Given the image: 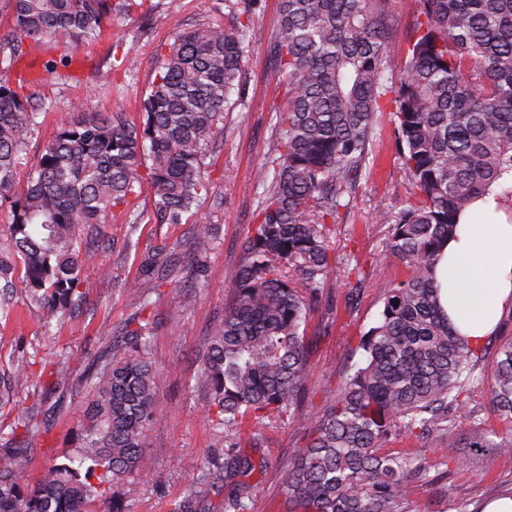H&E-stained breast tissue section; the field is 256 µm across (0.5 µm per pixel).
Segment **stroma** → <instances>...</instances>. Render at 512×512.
<instances>
[{
    "label": "stroma",
    "mask_w": 512,
    "mask_h": 512,
    "mask_svg": "<svg viewBox=\"0 0 512 512\" xmlns=\"http://www.w3.org/2000/svg\"><path fill=\"white\" fill-rule=\"evenodd\" d=\"M215 18L228 26L234 23L228 0H143L129 17L112 22L111 41H118L122 52L135 57V73L118 78L109 90L97 89V71L110 68L114 61L111 42L80 49V62L68 78L41 73L34 92L51 107L40 115L27 141L28 162H35L42 147L78 112L112 110L138 120V99L153 79L157 49L168 37L172 23L178 21L190 28ZM242 85L241 100L232 101L224 111V141L213 155L212 175L223 178L224 183L216 196L199 202L202 222L214 229V243L200 282L192 280L194 261L186 251L187 225L148 223L133 232L117 214L100 227L112 248L99 253L96 265L87 271V305L82 314L53 323L47 330L35 311L19 303L9 321L0 320L2 357L89 360L111 341L113 328L135 308L124 284L137 275L142 252L161 243L179 248L181 269L172 284L163 287L154 309L158 323L152 357L159 370L160 408L148 445L153 467L148 474L127 476L120 485L126 512H171L188 492V464L224 457V446L204 419L202 401L193 386L208 334L231 298L229 274L239 261L242 241L262 193L253 172L269 154L276 110L283 103L284 88L267 44L247 48ZM372 158L367 179L361 181L347 215L330 239L337 260L359 263L367 272L353 302L355 312L349 315L344 311L345 283L328 279L322 303L306 332L314 349L308 394V406L313 410L327 403L344 369L360 361L361 355L355 350L358 335L378 316L381 286L403 275L402 266L382 259L388 227L374 220L379 212L399 211L409 199L389 120L381 122ZM191 285L196 288V303L185 309L180 295ZM81 411V402L73 401L67 417L58 419L36 452L35 469H42L48 459L72 448ZM303 442L302 433L287 428L257 430L252 445L257 455L264 457L266 468L251 478L257 486L252 512H281L279 470ZM427 457L428 470L418 484L414 512H482L488 501L512 489L510 457L479 455L465 469L452 472L446 471L437 451H428Z\"/></svg>",
    "instance_id": "stroma-1"
}]
</instances>
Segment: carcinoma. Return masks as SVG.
Masks as SVG:
<instances>
[{
  "mask_svg": "<svg viewBox=\"0 0 512 512\" xmlns=\"http://www.w3.org/2000/svg\"><path fill=\"white\" fill-rule=\"evenodd\" d=\"M408 56L392 71V0H280L279 28L268 38L285 101L276 113L268 159L254 178L263 192L230 275L232 296L211 331L194 388L224 462L192 461L188 497L174 512H206L224 494V512H250V476L263 462L242 451L243 425H293L308 431L279 476L283 512H411L426 451L468 465L478 452L512 457V432L497 439L454 435L476 423L485 399L512 424V336L488 361L448 325L433 277L440 243L479 198H512V0H416ZM12 31L0 36V68L26 56L23 41L60 45L44 69L70 67L75 53L103 38L130 0H7ZM236 24L172 25L141 121L119 112H83L48 141L26 185L17 175L43 105L35 82L18 73L0 80V206L11 220L0 238V318L21 297L43 327L86 303L84 277L110 244L93 230L114 211L131 231L148 219L184 224L215 183L207 157L224 141V110L240 93L246 48L263 39L250 9L231 5ZM389 112L411 202L382 212L383 257L404 267L383 287L376 321L358 336L361 362L329 402L305 410L312 346L308 322L332 275L349 287L345 309L361 291L359 264L336 261L329 238L369 165L380 118ZM153 200L152 211L140 198ZM212 246L208 224L192 227L189 248L202 261ZM174 258L164 244L141 258L125 283L136 311L78 373L55 362L43 381L24 356L0 365V409L15 389L49 386L84 395L76 445L25 481L41 437L51 429L41 400L15 409L0 433V512H124L115 488L147 473L148 435L158 408L151 359L153 296L171 283ZM399 436L420 443L398 452Z\"/></svg>",
  "mask_w": 512,
  "mask_h": 512,
  "instance_id": "1",
  "label": "carcinoma"
}]
</instances>
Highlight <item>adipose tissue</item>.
<instances>
[{"label": "adipose tissue", "instance_id": "adipose-tissue-1", "mask_svg": "<svg viewBox=\"0 0 512 512\" xmlns=\"http://www.w3.org/2000/svg\"><path fill=\"white\" fill-rule=\"evenodd\" d=\"M439 303L449 324L471 344H483L512 306V221L493 197L466 210L434 268Z\"/></svg>", "mask_w": 512, "mask_h": 512}]
</instances>
